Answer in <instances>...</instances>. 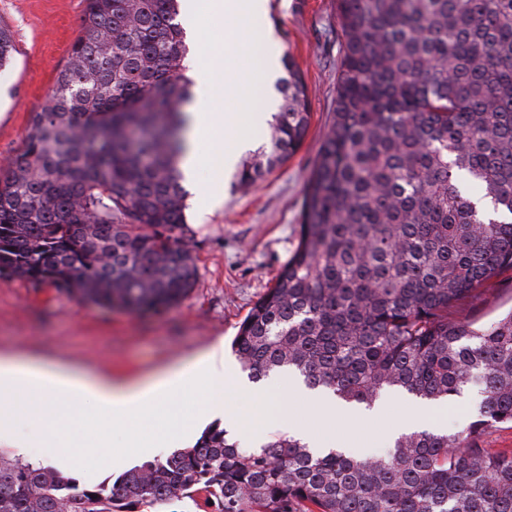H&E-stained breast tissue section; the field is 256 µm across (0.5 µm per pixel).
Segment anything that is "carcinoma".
<instances>
[{"label":"carcinoma","mask_w":512,"mask_h":512,"mask_svg":"<svg viewBox=\"0 0 512 512\" xmlns=\"http://www.w3.org/2000/svg\"><path fill=\"white\" fill-rule=\"evenodd\" d=\"M341 69L304 189L298 244L232 351L257 383L291 371L346 404L385 391L482 402L455 434L399 437L378 459L287 433L244 450L215 424L116 478L79 484L0 449V512H512V311L464 314L512 270V0H338ZM177 0H86L67 64L0 173V275L82 302L158 311L193 288L180 158L190 100ZM15 51L0 26V68ZM254 185L306 136L310 102L281 58ZM483 448H512V428L499 425L486 430L481 438Z\"/></svg>","instance_id":"cac0c4a2"}]
</instances>
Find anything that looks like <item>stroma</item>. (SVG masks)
I'll return each mask as SVG.
<instances>
[{
  "label": "stroma",
  "instance_id": "1",
  "mask_svg": "<svg viewBox=\"0 0 512 512\" xmlns=\"http://www.w3.org/2000/svg\"><path fill=\"white\" fill-rule=\"evenodd\" d=\"M85 0H0V24L15 46L0 71V162L23 147L32 112L44 104L79 33ZM201 34L188 37L191 56L207 64L224 47V21L200 9ZM265 32L279 53L297 64L311 102L302 146L253 188L237 189L236 171L216 175L210 161L202 182L220 181L221 203L206 208L188 197L197 281L178 304L131 314L82 303L49 286L0 276V354L35 356L71 371L111 374L142 382L211 348L224 347L236 381H246L230 345L254 303L270 288L297 243L303 192L331 124L341 66L338 0H270ZM512 310V270L488 280L467 314L477 324ZM385 412L358 426L337 421L336 438L368 442L371 456L388 449L386 429L415 404L407 395L386 397Z\"/></svg>",
  "mask_w": 512,
  "mask_h": 512
}]
</instances>
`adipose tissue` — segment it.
<instances>
[{"label": "adipose tissue", "instance_id": "obj_1", "mask_svg": "<svg viewBox=\"0 0 512 512\" xmlns=\"http://www.w3.org/2000/svg\"><path fill=\"white\" fill-rule=\"evenodd\" d=\"M233 63L232 56L217 54L210 65L194 68L193 106L190 121L189 149L182 169L192 173L202 161V148L223 139L224 146L213 152L211 161L215 171H222L227 161L233 160L244 147L246 136L238 132L231 120L217 112L218 99L234 104L252 106L259 91L268 88L278 67V53L274 42H267L260 67L244 71L234 82L221 80L224 69ZM224 350L214 347L191 360L164 371L149 380L127 384L113 382L111 376L88 377L62 368H51L39 361L21 363L0 356V443L15 448L25 455L34 437H42L46 426H53L54 434L42 438L46 452L58 455L71 448L72 421L81 422L95 435L93 446L83 448L90 459L108 456L112 434L124 431L127 440L141 450L151 448L158 433H165L174 445L185 443L192 426L180 413L183 392L197 391L204 396L202 411L221 418L252 436H263V417L244 422L236 419L224 405ZM310 409L307 422L294 418L297 403ZM274 407L287 420L294 435L317 448H332L335 438L330 435L337 420L360 421V409L331 398L308 397L298 388H290L287 396L275 401ZM448 414L443 402H426L414 406L389 430V438L415 430H440L441 421ZM164 420L163 431H156L157 420Z\"/></svg>", "mask_w": 512, "mask_h": 512}]
</instances>
